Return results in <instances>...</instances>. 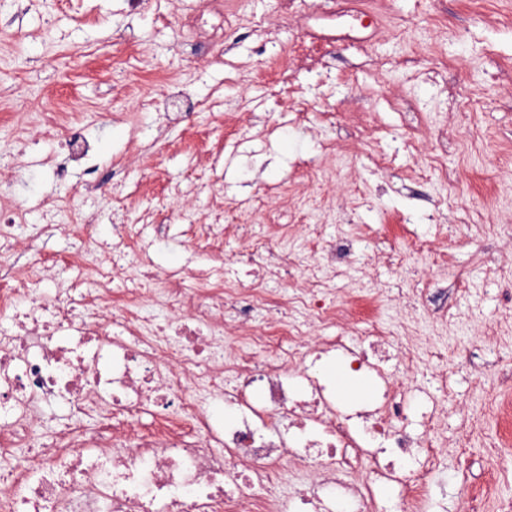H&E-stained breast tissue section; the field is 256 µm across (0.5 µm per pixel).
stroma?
Here are the masks:
<instances>
[{"label":"stroma","instance_id":"1","mask_svg":"<svg viewBox=\"0 0 512 512\" xmlns=\"http://www.w3.org/2000/svg\"><path fill=\"white\" fill-rule=\"evenodd\" d=\"M375 11L365 38H345L318 20L311 0L282 18L279 0H226L240 19L224 26V55L182 35L180 13L198 0H148L130 14L127 0H0V201L22 205L21 238L61 273L57 260L76 252L69 223L42 231L45 210L82 192L87 169L102 183V237L129 223L134 208L158 206L169 184L186 181L176 205L198 218L219 206L204 194L212 174L236 203L222 250L232 263L245 252L255 209L297 208L316 186L304 161L327 144L325 210L308 212L295 246L319 225L329 239L367 224L376 237L355 242L347 279L330 282L336 297L377 281L399 282V266L380 250L398 237L443 228L448 264L422 255L409 282L427 339L462 337L469 364L448 357V384H430L448 415L439 424L444 471L430 481L435 500L456 506L487 478L477 417L489 415L493 389L512 376V237L486 233L512 226V0H354ZM187 87L197 106L189 121L142 100L167 77ZM297 91L313 118L287 115ZM66 113L91 146L86 164L55 165L68 149L42 112ZM479 142L462 157L463 140ZM324 153V152H323ZM442 161L428 168L430 158ZM211 252L170 224L153 258L164 271L205 265ZM455 302L464 324L441 323L431 308Z\"/></svg>","mask_w":512,"mask_h":512}]
</instances>
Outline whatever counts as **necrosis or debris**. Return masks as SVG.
Masks as SVG:
<instances>
[{
    "instance_id": "1",
    "label": "necrosis or debris",
    "mask_w": 512,
    "mask_h": 512,
    "mask_svg": "<svg viewBox=\"0 0 512 512\" xmlns=\"http://www.w3.org/2000/svg\"><path fill=\"white\" fill-rule=\"evenodd\" d=\"M224 0H202L180 28L208 33L223 51ZM250 283L218 261L193 273H162L149 250L128 267L123 243L80 258L92 284L55 288L38 264L0 261V512H382L374 484L413 472L401 512H428L430 440L439 408L385 383L380 404L337 403L317 371L342 354L355 372H380L395 334L367 315V347L314 328L349 317L324 298L318 267L256 241ZM296 268L301 283L271 294L268 278ZM71 413L94 406L92 430L64 424L38 433L44 404ZM162 421L140 434V414ZM383 443L369 479L342 475ZM308 472L291 499L276 479Z\"/></svg>"
}]
</instances>
